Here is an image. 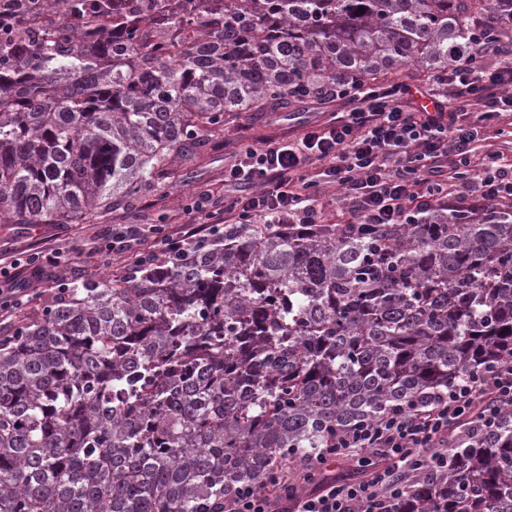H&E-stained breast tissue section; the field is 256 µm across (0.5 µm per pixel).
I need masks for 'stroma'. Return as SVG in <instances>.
I'll list each match as a JSON object with an SVG mask.
<instances>
[{
	"instance_id": "35a3bbf8",
	"label": "stroma",
	"mask_w": 512,
	"mask_h": 512,
	"mask_svg": "<svg viewBox=\"0 0 512 512\" xmlns=\"http://www.w3.org/2000/svg\"><path fill=\"white\" fill-rule=\"evenodd\" d=\"M336 107L307 102L288 112H275L256 123L251 113L234 112L227 116L222 131L213 135V150L194 165L181 170L179 180L156 187L135 200L138 221L154 224L164 221L169 230L182 224V208L199 193H209L213 201L230 203L237 192L224 182V170L237 162L247 147L264 141H295L307 129L329 119ZM125 210L113 209L83 224H0V255L20 256L27 250H59V273L66 276L99 272L102 259L86 252L85 244L94 234L111 231L127 223Z\"/></svg>"
}]
</instances>
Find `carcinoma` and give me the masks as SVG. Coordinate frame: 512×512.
<instances>
[{"label":"carcinoma","instance_id":"obj_1","mask_svg":"<svg viewBox=\"0 0 512 512\" xmlns=\"http://www.w3.org/2000/svg\"><path fill=\"white\" fill-rule=\"evenodd\" d=\"M0 0V223L71 224L176 182L229 112L436 77L512 41V0ZM31 13L42 16L28 23ZM79 20L72 31L68 18ZM512 360V218L226 224L77 277L0 331V512H224L298 457ZM400 512H512V408L460 427Z\"/></svg>","mask_w":512,"mask_h":512}]
</instances>
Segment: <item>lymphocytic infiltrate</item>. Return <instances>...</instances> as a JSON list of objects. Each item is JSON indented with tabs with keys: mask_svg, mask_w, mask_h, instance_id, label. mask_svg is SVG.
I'll list each match as a JSON object with an SVG mask.
<instances>
[{
	"mask_svg": "<svg viewBox=\"0 0 512 512\" xmlns=\"http://www.w3.org/2000/svg\"><path fill=\"white\" fill-rule=\"evenodd\" d=\"M479 64L451 66L414 103L410 87L394 85L378 93L365 88L351 111L332 116L291 143L265 142L247 147L224 171V181L239 195L224 211L234 224H318L323 207L309 191L304 172L321 167L327 186L336 188L361 224H413L433 211L478 224L489 214L512 210V166L499 152L474 157L477 129L467 120L471 109L508 117L512 114V46L478 43ZM178 230L159 225L123 224L111 236L94 241L92 250L130 269L144 260L163 261L223 233L208 196L186 210ZM52 255L33 253L0 266V312L18 314L37 300L29 278L46 280L54 294L67 283L56 272ZM493 391L495 405L479 408L480 396ZM512 406V362L494 364L483 377L449 386L427 405L393 409L376 422L357 424L336 434L315 456L311 467L354 451L380 448L385 467L361 483H331L319 492L296 497L294 512H398L407 488L395 476L413 466L436 465L432 448L448 445L453 429L471 422L496 425L501 408Z\"/></svg>",
	"mask_w": 512,
	"mask_h": 512,
	"instance_id": "1",
	"label": "lymphocytic infiltrate"
}]
</instances>
